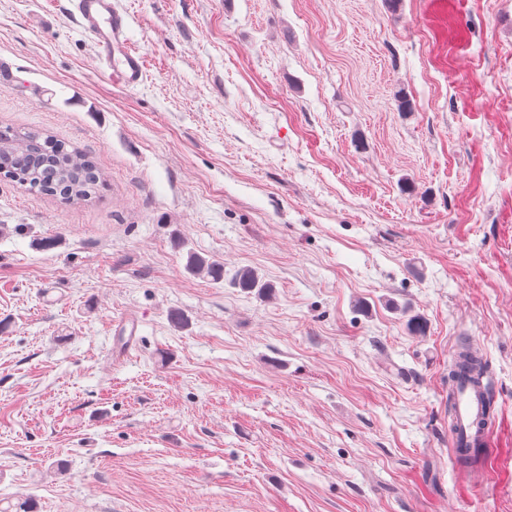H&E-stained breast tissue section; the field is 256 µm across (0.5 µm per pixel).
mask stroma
<instances>
[{"label": "stroma", "instance_id": "obj_1", "mask_svg": "<svg viewBox=\"0 0 512 512\" xmlns=\"http://www.w3.org/2000/svg\"><path fill=\"white\" fill-rule=\"evenodd\" d=\"M119 6L131 88L68 0H0V128L101 175L79 202L0 178V499L512 512V0ZM463 341L496 389L467 468ZM487 394L481 396L463 377L451 384L454 399L453 424L450 428V440L453 448H459L463 464L475 460V453L469 448H490L494 420L488 417L489 403L493 405L488 384ZM468 446L469 448H461Z\"/></svg>", "mask_w": 512, "mask_h": 512}]
</instances>
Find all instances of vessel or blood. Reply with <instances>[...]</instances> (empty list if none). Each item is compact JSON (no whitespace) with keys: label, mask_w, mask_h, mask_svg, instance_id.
Wrapping results in <instances>:
<instances>
[{"label":"vessel or blood","mask_w":512,"mask_h":512,"mask_svg":"<svg viewBox=\"0 0 512 512\" xmlns=\"http://www.w3.org/2000/svg\"><path fill=\"white\" fill-rule=\"evenodd\" d=\"M70 13L92 41L99 63L113 82L136 86L143 76L140 56L126 42V19L112 0H69ZM454 399L452 447H490L494 427L488 417L489 397L480 395L466 379L451 385Z\"/></svg>","instance_id":"obj_1"}]
</instances>
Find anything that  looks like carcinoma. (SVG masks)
<instances>
[{
  "label": "carcinoma",
  "mask_w": 512,
  "mask_h": 512,
  "mask_svg": "<svg viewBox=\"0 0 512 512\" xmlns=\"http://www.w3.org/2000/svg\"><path fill=\"white\" fill-rule=\"evenodd\" d=\"M59 149L46 153L42 150V135L28 132L22 136L13 134L0 139V173L17 174L29 189L44 195H54V190L64 182L68 183L71 193L64 195L69 200L85 199L95 193L100 176L87 183L79 177L88 169L95 168L90 158L76 150H67L65 143L58 142ZM187 269L195 273H205L215 280L224 277V269L208 262L198 255L188 258ZM237 287L251 291L263 288L258 275L250 268H242L236 274ZM464 371L471 374L472 381L479 383L485 374L481 359L463 348L459 351Z\"/></svg>",
  "instance_id": "1"
}]
</instances>
